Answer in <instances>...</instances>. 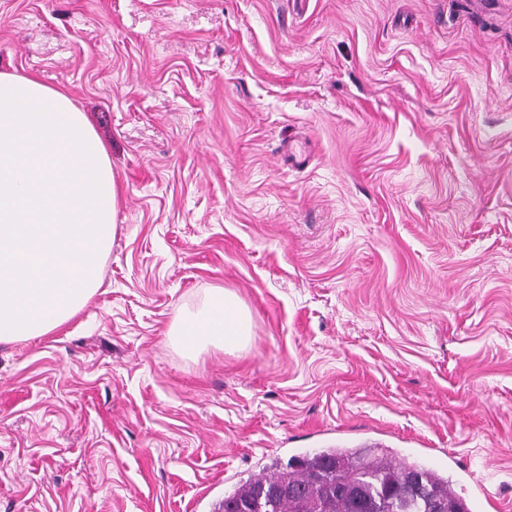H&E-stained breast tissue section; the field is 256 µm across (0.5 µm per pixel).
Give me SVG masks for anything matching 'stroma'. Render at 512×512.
I'll return each mask as SVG.
<instances>
[{
    "label": "stroma",
    "instance_id": "35a3bbf8",
    "mask_svg": "<svg viewBox=\"0 0 512 512\" xmlns=\"http://www.w3.org/2000/svg\"><path fill=\"white\" fill-rule=\"evenodd\" d=\"M121 187L101 285L0 344V512H214L389 448L512 512V0H0ZM233 290L254 336L188 357ZM252 339L248 308L237 294L213 288L193 311H180L168 331V341L183 354L193 357L210 348L224 352L245 349Z\"/></svg>",
    "mask_w": 512,
    "mask_h": 512
}]
</instances>
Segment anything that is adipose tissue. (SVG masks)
<instances>
[{
    "label": "adipose tissue",
    "mask_w": 512,
    "mask_h": 512,
    "mask_svg": "<svg viewBox=\"0 0 512 512\" xmlns=\"http://www.w3.org/2000/svg\"><path fill=\"white\" fill-rule=\"evenodd\" d=\"M120 193L107 148L66 91L0 72V343L47 335L100 286ZM248 308L224 288L178 312L168 341L193 357L245 349Z\"/></svg>",
    "instance_id": "ef3b65f1"
}]
</instances>
